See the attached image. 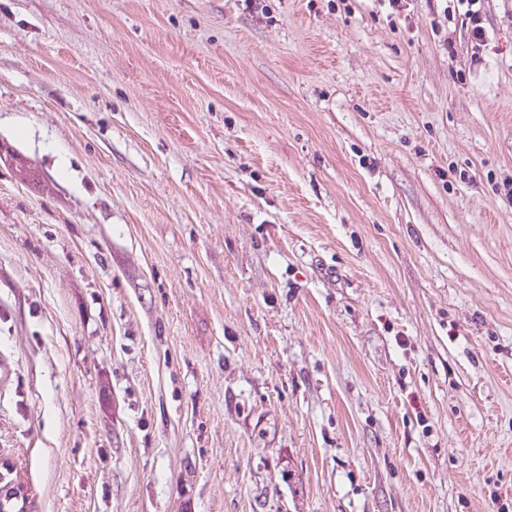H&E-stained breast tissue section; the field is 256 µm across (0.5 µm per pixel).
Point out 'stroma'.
Instances as JSON below:
<instances>
[{
  "label": "stroma",
  "instance_id": "1",
  "mask_svg": "<svg viewBox=\"0 0 512 512\" xmlns=\"http://www.w3.org/2000/svg\"><path fill=\"white\" fill-rule=\"evenodd\" d=\"M0 0L7 512H512V0ZM457 2V8L462 7L465 17V29L471 42L480 46L486 41L488 32L485 17L482 12L481 0H452Z\"/></svg>",
  "mask_w": 512,
  "mask_h": 512
}]
</instances>
